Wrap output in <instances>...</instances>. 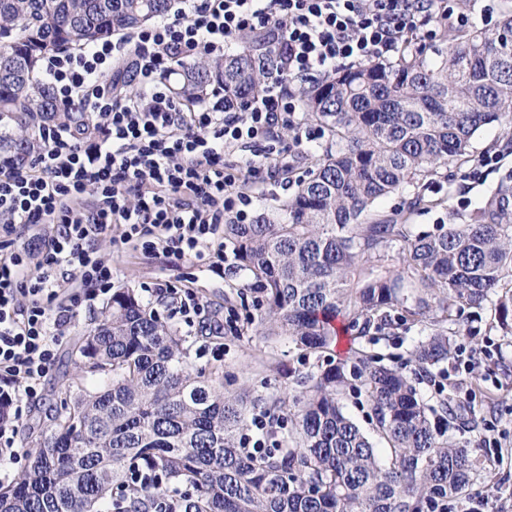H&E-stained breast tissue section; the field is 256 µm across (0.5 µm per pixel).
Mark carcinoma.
Wrapping results in <instances>:
<instances>
[{"instance_id": "1", "label": "carcinoma", "mask_w": 512, "mask_h": 512, "mask_svg": "<svg viewBox=\"0 0 512 512\" xmlns=\"http://www.w3.org/2000/svg\"><path fill=\"white\" fill-rule=\"evenodd\" d=\"M170 0H0V129L4 161L38 146L35 125L59 122L92 132L94 120L56 103L39 77L50 50L77 48L136 29ZM276 46L252 40L220 62L184 65L173 82L186 101L209 88L243 100L274 73ZM304 118L328 134L277 212L230 222L228 274L259 285L258 326L301 349L336 342L337 319L362 332L426 323L412 351L419 372L448 361L461 312L494 303L491 328L512 335V172L466 213L448 212L437 233H414L418 211L445 207L426 194L450 163L473 161L483 128L512 120V8L494 29L474 25L428 48L407 41L391 63L367 61L310 80L298 90ZM403 203L374 209L391 194ZM400 251L393 252L394 247ZM82 373L70 405L29 445L24 472L0 485V512H107L128 467L150 462L165 483L127 491L132 512L170 487L190 489L188 512H448L479 474L472 452L448 438L412 379L382 358L352 351L343 363L289 373L291 404L244 390L224 393L216 375H192L183 339L134 291L120 288L98 325L72 350ZM361 380L376 423L369 437L339 402ZM285 446L252 456L241 446L249 416ZM384 445L388 462L377 455Z\"/></svg>"}]
</instances>
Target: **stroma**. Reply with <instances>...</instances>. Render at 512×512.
<instances>
[{"mask_svg": "<svg viewBox=\"0 0 512 512\" xmlns=\"http://www.w3.org/2000/svg\"><path fill=\"white\" fill-rule=\"evenodd\" d=\"M512 140V123L492 125L480 131L472 141L474 156L491 155V162L482 168L451 166L448 181L442 191L446 206L419 214L413 222L416 230L431 232L446 218L447 209L469 211L494 185L502 173L512 169V153L496 156L495 146ZM99 255L114 271L115 288L141 290L168 281L192 288L206 308L208 324L232 322L234 332L221 336L202 335L200 328L178 325L179 336L185 340L188 361L193 371L222 376L224 389L229 393L248 390L267 397L287 396L291 389L289 371L307 372L338 363L354 349H364L384 360L394 362L416 378L415 384L422 400L436 405V391L444 382L447 365H440L435 382L416 377V367L409 361L413 347L425 335L420 325H408L396 335L371 339L357 331H340L335 346L323 351L297 348L287 337L268 336L257 329L255 320L261 310L253 282L246 275L218 276L202 270L193 260H177L164 253L146 255L129 246L118 245L110 239H99ZM106 300L93 306H81L70 325L68 340L57 357L43 384L40 399L25 412L16 436L17 446H26L48 424L52 416L63 412L68 404L65 385L75 384L77 371L69 353L82 336L94 327ZM471 335L457 337L456 346L477 353L482 362L468 391L454 393L450 404L457 413L439 419L453 440L476 447L487 428L502 433L500 447L478 449L476 457L482 475L470 493L471 498L487 501L489 512H512V336L490 331L486 321L462 315Z\"/></svg>", "mask_w": 512, "mask_h": 512, "instance_id": "stroma-1", "label": "stroma"}]
</instances>
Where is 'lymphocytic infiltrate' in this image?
Returning a JSON list of instances; mask_svg holds the SVG:
<instances>
[{
  "label": "lymphocytic infiltrate",
  "mask_w": 512,
  "mask_h": 512,
  "mask_svg": "<svg viewBox=\"0 0 512 512\" xmlns=\"http://www.w3.org/2000/svg\"><path fill=\"white\" fill-rule=\"evenodd\" d=\"M176 10L129 33L40 60L59 105L98 120L85 139L45 127L43 147L22 164L0 167V475L19 463L14 437L23 405L66 338L75 308L112 289L99 238L118 236L145 253L191 258L223 272L227 217L245 222L252 195L288 172L276 129L295 126L300 103L292 77L326 76L342 65L387 60L409 38L449 17L447 0H178ZM274 34L279 68L263 89L237 102L211 93L192 106L171 93L181 64L221 60L250 36ZM136 90L114 80L124 66ZM240 152L239 163L226 154ZM41 255L43 270L29 260ZM78 267L79 285L61 272Z\"/></svg>",
  "instance_id": "obj_1"
}]
</instances>
